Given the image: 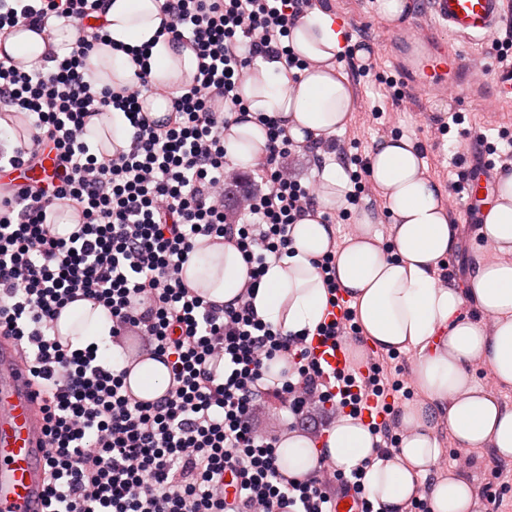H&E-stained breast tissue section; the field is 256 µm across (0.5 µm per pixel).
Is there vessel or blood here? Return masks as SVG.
Returning <instances> with one entry per match:
<instances>
[{
	"instance_id": "1",
	"label": "vessel or blood",
	"mask_w": 512,
	"mask_h": 512,
	"mask_svg": "<svg viewBox=\"0 0 512 512\" xmlns=\"http://www.w3.org/2000/svg\"><path fill=\"white\" fill-rule=\"evenodd\" d=\"M432 11L449 33L460 39H484L497 34L504 16V0H432ZM451 49L430 48L417 66L415 83L435 95L438 72L453 68ZM54 156L43 155L39 164L20 171L13 188H23L53 179ZM495 183L491 167L470 177L465 184L466 204L476 211ZM49 445L40 398L19 350L0 341V512H41L46 493V462Z\"/></svg>"
}]
</instances>
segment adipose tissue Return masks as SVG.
<instances>
[{
    "label": "adipose tissue",
    "mask_w": 512,
    "mask_h": 512,
    "mask_svg": "<svg viewBox=\"0 0 512 512\" xmlns=\"http://www.w3.org/2000/svg\"><path fill=\"white\" fill-rule=\"evenodd\" d=\"M164 0H108L101 18L109 44L99 45L90 58L101 86L120 90L138 67L131 52L145 48L152 91L143 108L154 120L166 118L174 96L183 93L198 70L195 52L159 37ZM78 38L76 28L58 25L51 39L17 30L0 49L30 61L39 60L47 46L69 53ZM288 43L308 67L292 77L278 62L264 63L244 82L248 103L243 116L224 131V150L239 167L255 166L265 155L267 137L255 121L258 112L274 113L301 146L328 138L347 124L354 100L346 76L337 68L346 40L333 13L316 7L292 28ZM86 140L95 154L128 147L133 129L120 111L92 118ZM370 176L391 219L390 236L382 238L376 217L362 213L355 233L336 244L334 225L320 217H303L292 228V252L270 261L253 307L263 321L285 333L314 330L323 320L327 291L314 261L334 252L336 281L361 326V340H349L355 359L367 350L402 353L416 350L412 385L416 400L400 405L401 433L397 448L376 460L375 440L367 426L351 417L337 418L322 443L295 430L281 434L280 465L285 476L304 477L320 463L350 469L372 459L366 487L381 512H406L412 499H428L431 512H473L474 485L453 472H440L442 435L464 450L490 448L512 460V407L480 385L477 367H484L498 386L512 387V174L503 176L495 202L479 227L485 253L479 256L465 283L440 284L435 273L459 243L441 186L425 173V161L415 141L388 137L370 154ZM246 264L230 244L200 237L183 268L191 288L207 300L236 303L245 284ZM476 307L481 320L463 310ZM112 322L103 306L87 300L68 305L58 321L70 349L96 348L99 356L124 363L114 346ZM167 367L144 357L129 371L132 393L144 400L164 394Z\"/></svg>",
    "instance_id": "adipose-tissue-1"
}]
</instances>
